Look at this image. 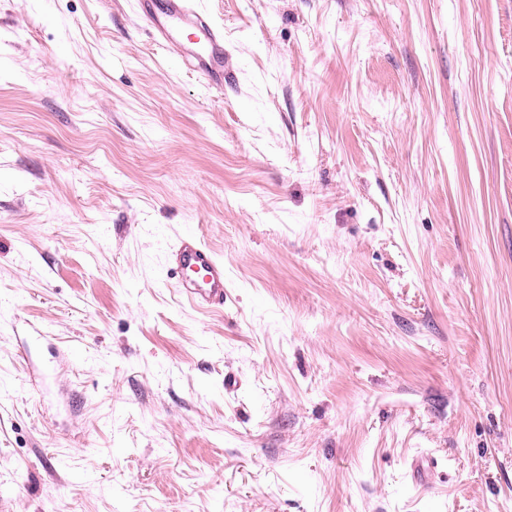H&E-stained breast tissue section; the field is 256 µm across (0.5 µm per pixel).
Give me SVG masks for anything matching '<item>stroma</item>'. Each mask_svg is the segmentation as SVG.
Returning a JSON list of instances; mask_svg holds the SVG:
<instances>
[{
	"label": "stroma",
	"mask_w": 512,
	"mask_h": 512,
	"mask_svg": "<svg viewBox=\"0 0 512 512\" xmlns=\"http://www.w3.org/2000/svg\"><path fill=\"white\" fill-rule=\"evenodd\" d=\"M197 3L0 0V512H512V0ZM193 0H164L159 8L147 6L142 20L152 31L155 42L168 54L191 62L198 61L201 75L208 87L224 93V29L213 23L210 16L192 3ZM194 44L209 53L208 61L185 50ZM166 278L191 308H224V261L197 234L184 233L172 245Z\"/></svg>",
	"instance_id": "obj_1"
}]
</instances>
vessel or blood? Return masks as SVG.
Wrapping results in <instances>:
<instances>
[{
	"instance_id": "b4317fda",
	"label": "vessel or blood",
	"mask_w": 512,
	"mask_h": 512,
	"mask_svg": "<svg viewBox=\"0 0 512 512\" xmlns=\"http://www.w3.org/2000/svg\"><path fill=\"white\" fill-rule=\"evenodd\" d=\"M142 20L168 54L198 63L208 87L224 90V30L192 0H163L146 7ZM166 277L196 310L224 306V263L195 233L180 235L167 255Z\"/></svg>"
}]
</instances>
